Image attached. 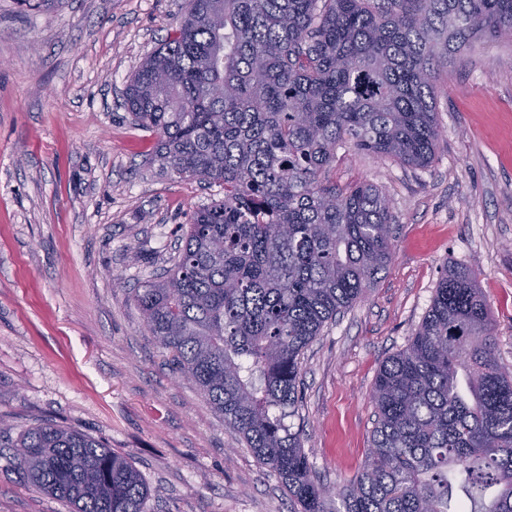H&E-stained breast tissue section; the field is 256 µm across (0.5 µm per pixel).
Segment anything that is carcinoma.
<instances>
[{
  "mask_svg": "<svg viewBox=\"0 0 512 512\" xmlns=\"http://www.w3.org/2000/svg\"><path fill=\"white\" fill-rule=\"evenodd\" d=\"M505 33L512 0H190L126 87L161 168L224 189L135 301L176 369L280 478L289 512H512V370L467 269L448 266L380 366L353 479L321 481L286 423L305 350L392 258L389 201L369 184L336 189V146L430 163L448 55ZM0 447L73 512H144L151 495L127 458L49 421L15 433L0 420Z\"/></svg>",
  "mask_w": 512,
  "mask_h": 512,
  "instance_id": "cac0c4a2",
  "label": "carcinoma"
}]
</instances>
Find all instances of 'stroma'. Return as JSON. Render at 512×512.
Returning a JSON list of instances; mask_svg holds the SVG:
<instances>
[{
  "mask_svg": "<svg viewBox=\"0 0 512 512\" xmlns=\"http://www.w3.org/2000/svg\"><path fill=\"white\" fill-rule=\"evenodd\" d=\"M189 0H0V418L51 421L127 457L145 512H289L288 493L194 384L134 297L164 276L194 211L221 186L149 159L157 136L124 105L132 74ZM431 162L344 145L331 178L389 199L394 251L365 297L308 347L293 424L325 482L360 470L382 362L421 324L448 266L469 269L512 369V36L474 42L436 87ZM0 447V512H69Z\"/></svg>",
  "mask_w": 512,
  "mask_h": 512,
  "instance_id": "35a3bbf8",
  "label": "stroma"
}]
</instances>
